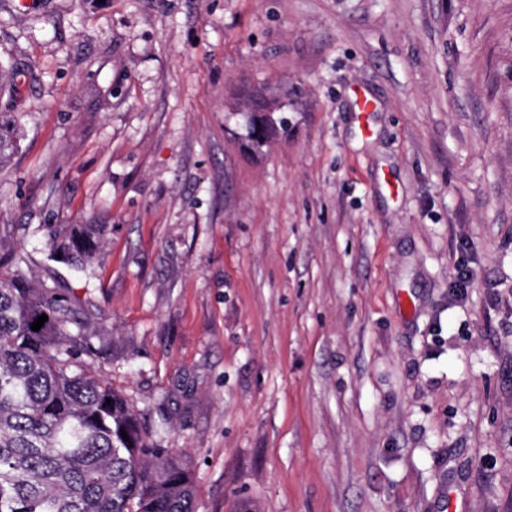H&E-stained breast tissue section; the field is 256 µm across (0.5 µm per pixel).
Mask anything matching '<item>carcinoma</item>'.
<instances>
[{"label": "carcinoma", "mask_w": 512, "mask_h": 512, "mask_svg": "<svg viewBox=\"0 0 512 512\" xmlns=\"http://www.w3.org/2000/svg\"><path fill=\"white\" fill-rule=\"evenodd\" d=\"M277 101L255 88L240 102L270 111L267 147L288 137L281 107L269 109ZM21 139L15 120L0 112V166ZM263 147L248 134L240 142L246 153ZM49 239L52 259L93 276L101 226L66 224ZM30 261L22 248L9 259L12 272L0 275V512H196L185 454L155 443L112 382L90 370V338L55 289L28 278ZM42 314L48 320L31 330Z\"/></svg>", "instance_id": "obj_1"}]
</instances>
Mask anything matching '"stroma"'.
Returning a JSON list of instances; mask_svg holds the SVG:
<instances>
[{
    "label": "stroma",
    "instance_id": "stroma-1",
    "mask_svg": "<svg viewBox=\"0 0 512 512\" xmlns=\"http://www.w3.org/2000/svg\"><path fill=\"white\" fill-rule=\"evenodd\" d=\"M18 4L0 224L197 512H512V0ZM245 86L288 95L255 156ZM281 106L270 109L271 115L265 122L262 135L265 137L266 142L263 146L256 144L250 136L251 117L243 112H240L244 118L246 128V135L241 139L240 148L246 153L258 154L263 151V148L269 147L277 140L286 139L288 137V119L277 115L281 110ZM22 132L7 112H0V166L9 161L20 147ZM102 228L97 224H66L49 231L50 256L76 273L91 278L103 246ZM61 254V259L57 255Z\"/></svg>",
    "mask_w": 512,
    "mask_h": 512
}]
</instances>
